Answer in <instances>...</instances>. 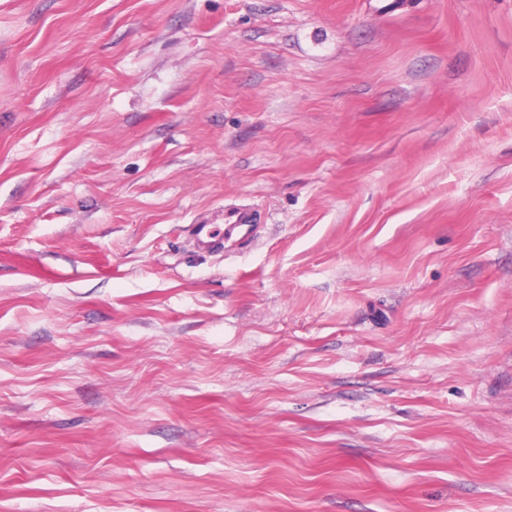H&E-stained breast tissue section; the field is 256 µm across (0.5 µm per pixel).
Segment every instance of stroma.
<instances>
[{
  "label": "stroma",
  "mask_w": 512,
  "mask_h": 512,
  "mask_svg": "<svg viewBox=\"0 0 512 512\" xmlns=\"http://www.w3.org/2000/svg\"><path fill=\"white\" fill-rule=\"evenodd\" d=\"M0 512H512V0H0ZM221 224H195L193 241L199 250H224L225 241L247 238L252 232V219L248 211L225 210L224 226Z\"/></svg>",
  "instance_id": "obj_1"
}]
</instances>
